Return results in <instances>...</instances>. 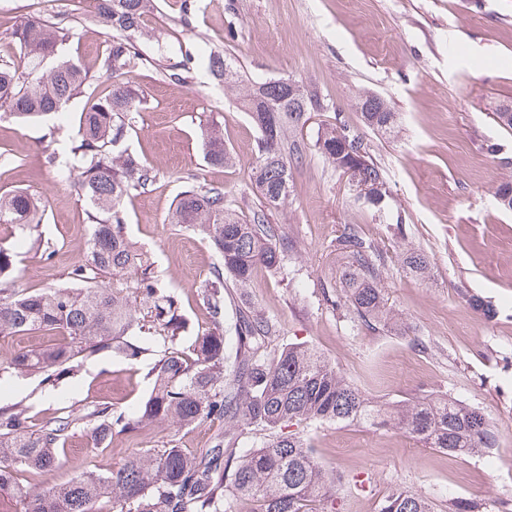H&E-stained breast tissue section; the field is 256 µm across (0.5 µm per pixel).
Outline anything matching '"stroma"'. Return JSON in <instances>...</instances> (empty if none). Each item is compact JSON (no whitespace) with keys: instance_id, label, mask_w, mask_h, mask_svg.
<instances>
[{"instance_id":"35a3bbf8","label":"stroma","mask_w":512,"mask_h":512,"mask_svg":"<svg viewBox=\"0 0 512 512\" xmlns=\"http://www.w3.org/2000/svg\"><path fill=\"white\" fill-rule=\"evenodd\" d=\"M156 3V35L141 40L148 56L175 61L182 47L203 39L235 58L247 77L311 84L333 106L323 121L339 115L362 129L353 98L363 90L384 97L399 114L396 136L365 135L388 182L384 210L348 194L317 152L294 166L287 202L268 213L283 231V266L257 268L246 295L228 290L225 346H234L236 307L249 302L252 312L278 322L272 347L309 342L378 404L448 397L479 408L496 421L497 442L488 454L455 457L395 427H301L318 461L346 479L336 493L338 512H380L396 489L426 497L433 512H453L459 498L484 504L485 512H512V212L500 210L493 197L499 184L512 182V162L502 164L487 150L500 144L502 156L512 159V130L495 122L496 110L512 105V0H484L478 9L469 0H198L186 18L175 0ZM90 13L87 0H0V60L15 53L12 28L39 14L64 20L73 33L67 55L96 65L112 30L89 22ZM130 79L144 107L126 145L156 170L158 182L125 198L126 236L177 296L187 344L208 324L199 292L218 258L196 232L168 223V215L191 179L223 186L236 210L257 209L249 173L259 133L205 69L183 86L149 65ZM212 120L222 124L236 165L206 164L200 127ZM53 126L0 119V154L12 159L0 168V194L22 190L45 207L44 222L15 257L18 284L34 291L67 282L91 233L88 207L73 186L78 172L70 143L52 136ZM345 224L383 253L384 297L407 323V334L365 323L347 300L341 281L348 259L336 242ZM399 224L402 239L394 234ZM406 243L429 256L428 276L404 266ZM47 247L48 260L42 257ZM470 294L490 305L494 317L474 310ZM154 361L147 354L131 363L104 351L52 390L35 376L5 378L0 401L21 404L38 419L75 398L88 408L101 401L133 409L150 392ZM223 430L220 421L149 425L103 451L79 431L60 465L34 484L43 490L89 469L105 473L130 453L169 441L193 453Z\"/></svg>"}]
</instances>
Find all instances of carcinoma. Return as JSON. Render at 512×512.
Here are the masks:
<instances>
[{
	"instance_id": "obj_1",
	"label": "carcinoma",
	"mask_w": 512,
	"mask_h": 512,
	"mask_svg": "<svg viewBox=\"0 0 512 512\" xmlns=\"http://www.w3.org/2000/svg\"><path fill=\"white\" fill-rule=\"evenodd\" d=\"M155 0H94L93 17L118 36L99 63L111 81L97 93L94 76L60 52L71 33L41 15H30L10 34L17 53L0 63V116L26 123L59 114L76 95L87 94L78 130L63 125L52 135L65 136L79 163L76 187L87 203L92 232L84 258L73 267L74 288L57 285L41 291L15 289L0 295V334L41 331L55 342L35 351L18 350L0 360V380L14 374L34 375L51 388L79 368L81 360L102 349L138 360L150 348L133 330L143 329L155 344L157 359L150 369L151 390L134 409L99 403L77 413L63 410L36 423L27 408L0 405V512H234V503L248 499L256 512H333L329 503L344 476L324 468L298 432H284L307 421L393 424L428 448L453 456L486 453L495 444V422L476 408L448 398L381 408L358 388L344 382L332 363L315 347L291 343L265 351L278 335L275 322L250 311L236 316L237 351L225 354L224 288L247 287L254 269L281 267L278 243L282 234L268 223L266 212L279 208L292 188L294 163L308 146L301 134L315 112L329 104L317 89L293 78L245 82L236 62L204 45L189 47L165 71L177 85L204 67L224 89L241 95L259 132L250 186L261 208L247 216L228 207L224 187L192 186L181 192L168 223L183 224L202 235L219 258L201 290L210 326L191 344L180 343L184 325L177 297L147 272L148 257L126 238L122 203L133 191H145L157 180L155 170L121 143L132 129V114L143 98L123 75L146 62L137 39L149 33ZM366 128L391 134L398 113L386 100L362 93L355 103ZM207 162L232 166L236 158L224 144L216 124L201 129ZM345 179L349 193L380 211L387 197L385 172L370 156L364 136L340 117L318 132L314 143ZM43 220L40 202L24 192L0 195V224L25 232ZM348 256L342 288L366 323L387 322L380 282L384 259L352 225L338 239ZM403 263L415 274L426 273L428 257L414 247ZM14 253L0 246V283L15 280ZM147 312H141V307ZM180 426L224 422V433L210 446L189 454L172 444L142 448L107 474L85 471L46 491L33 490L25 475L56 467L66 455L72 431L83 426L96 448H109L119 436L132 437L154 422ZM262 432L243 447L240 427ZM381 512H431L426 500L396 490Z\"/></svg>"
}]
</instances>
